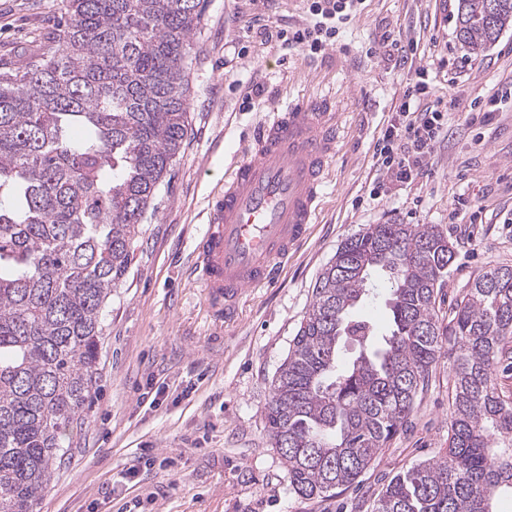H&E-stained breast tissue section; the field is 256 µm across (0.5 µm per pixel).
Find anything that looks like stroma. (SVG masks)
<instances>
[{"label": "stroma", "instance_id": "35a3bbf8", "mask_svg": "<svg viewBox=\"0 0 512 512\" xmlns=\"http://www.w3.org/2000/svg\"><path fill=\"white\" fill-rule=\"evenodd\" d=\"M69 0H0V72L27 62L60 28ZM458 0H363L333 47L309 54L264 34L308 24L306 0H200L188 58L186 140L139 226L104 310L91 397L66 446L69 458L36 512H372L396 474L448 445L449 354L389 447L358 485L309 500L288 487L265 411L312 289L340 242L370 224H433L455 255L442 288L450 303L493 267L512 266V29L485 52L456 37ZM413 40L411 63L367 56L376 36ZM434 95L458 99L429 177L381 195L377 138L416 70ZM330 98L344 141L308 243L273 287L248 295L236 324L214 319L190 266L208 200L251 129L301 96ZM494 104L469 124L464 106ZM480 213L468 224L457 199ZM141 458L139 486L123 472Z\"/></svg>", "mask_w": 512, "mask_h": 512}]
</instances>
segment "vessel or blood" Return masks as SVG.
Wrapping results in <instances>:
<instances>
[{
    "mask_svg": "<svg viewBox=\"0 0 512 512\" xmlns=\"http://www.w3.org/2000/svg\"><path fill=\"white\" fill-rule=\"evenodd\" d=\"M330 99L303 97L249 134L208 203L194 273L215 319L235 322L246 294L276 283L306 241L340 143Z\"/></svg>",
    "mask_w": 512,
    "mask_h": 512,
    "instance_id": "1",
    "label": "vessel or blood"
}]
</instances>
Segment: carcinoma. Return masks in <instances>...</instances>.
I'll use <instances>...</instances> for the list:
<instances>
[{"label":"carcinoma","instance_id":"cac0c4a2","mask_svg":"<svg viewBox=\"0 0 512 512\" xmlns=\"http://www.w3.org/2000/svg\"><path fill=\"white\" fill-rule=\"evenodd\" d=\"M200 0H69L51 46L0 73V512H35L66 460L94 379L103 311L189 127ZM512 28V0H458L478 55ZM454 257L437 226L370 224L346 238L272 383L267 435L307 499L359 482L454 355L448 448L393 476L374 512H496L512 494V267L479 275L438 315ZM391 283L379 336L355 317ZM353 341L358 353L341 360Z\"/></svg>","mask_w":512,"mask_h":512}]
</instances>
